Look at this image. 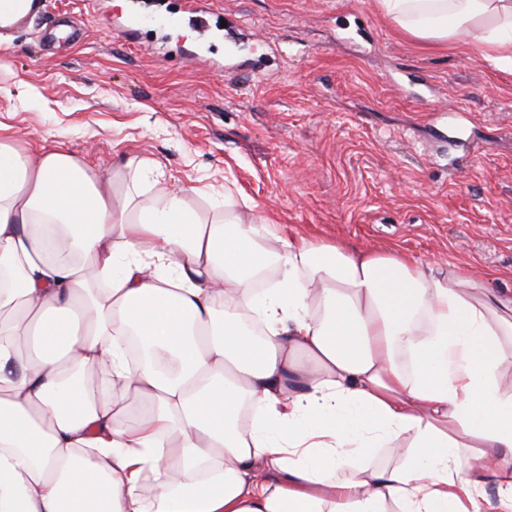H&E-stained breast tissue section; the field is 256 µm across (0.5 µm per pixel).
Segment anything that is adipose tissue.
I'll use <instances>...</instances> for the list:
<instances>
[{"label":"adipose tissue","mask_w":512,"mask_h":512,"mask_svg":"<svg viewBox=\"0 0 512 512\" xmlns=\"http://www.w3.org/2000/svg\"><path fill=\"white\" fill-rule=\"evenodd\" d=\"M379 2L512 71V0ZM157 168L117 195L0 123V512H512V297L251 200L200 214Z\"/></svg>","instance_id":"adipose-tissue-1"}]
</instances>
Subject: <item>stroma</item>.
<instances>
[{"label":"stroma","instance_id":"obj_1","mask_svg":"<svg viewBox=\"0 0 512 512\" xmlns=\"http://www.w3.org/2000/svg\"><path fill=\"white\" fill-rule=\"evenodd\" d=\"M139 12L134 36L110 17ZM0 34V123L108 169L248 197L276 223L395 249L512 294V72L483 45L404 36L378 0H52ZM480 152H472L470 143Z\"/></svg>","mask_w":512,"mask_h":512}]
</instances>
